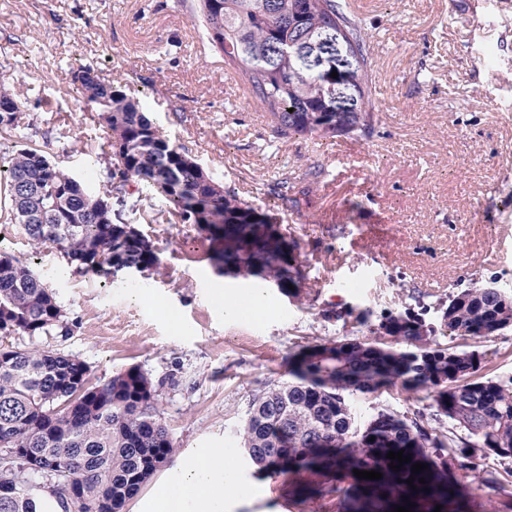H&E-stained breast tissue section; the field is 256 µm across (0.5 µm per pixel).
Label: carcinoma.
Listing matches in <instances>:
<instances>
[{"label":"carcinoma","instance_id":"carcinoma-1","mask_svg":"<svg viewBox=\"0 0 512 512\" xmlns=\"http://www.w3.org/2000/svg\"><path fill=\"white\" fill-rule=\"evenodd\" d=\"M174 7L189 12L224 64L249 86L276 135L375 131L379 108L368 34L346 0H175ZM336 53L352 70L340 96L316 62ZM74 82L109 131L107 146L116 160L109 189L89 190L21 142L0 153V184L10 197L4 220L19 225L35 245L53 244L80 270L119 265L149 271L158 265L156 252L125 217L129 188H145L205 233L219 274L277 283L289 298L301 299L298 244L281 231L275 210L241 199L213 178L140 110L127 86L102 81L89 66L74 73ZM0 105L10 108L7 115L0 112V135L23 138L20 102L2 79ZM438 309L437 326L409 308L382 315L369 331L393 345L326 341L289 356L288 379L253 396L238 430L256 472L301 490L319 477L316 492L336 500L339 512H394L411 502V512H434L439 504L440 512H465L451 470L477 449L512 458V377H477L481 353L444 345L437 335L488 339L512 329V294L490 281L457 290ZM70 331L50 289L0 250V337ZM88 375V365L77 358L0 342V468L13 486L0 496V512H40L37 485L57 497L62 512H123L174 459L177 448L160 416L158 391L140 368L94 385ZM397 384L425 393L435 419L448 418L450 428L425 426L419 410L409 416L385 408L357 425L351 397ZM400 450L411 460L394 471L386 455ZM42 460L56 466L48 479L31 467ZM417 462L428 468L415 475L414 491L406 480ZM356 469L382 478L360 479Z\"/></svg>","mask_w":512,"mask_h":512}]
</instances>
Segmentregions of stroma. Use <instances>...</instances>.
Instances as JSON below:
<instances>
[{"instance_id":"1","label":"stroma","mask_w":512,"mask_h":512,"mask_svg":"<svg viewBox=\"0 0 512 512\" xmlns=\"http://www.w3.org/2000/svg\"><path fill=\"white\" fill-rule=\"evenodd\" d=\"M368 25L382 112L368 137L275 136L248 85L210 49L174 0H0V73L22 103L30 144L92 189L115 159L72 82L94 67L128 85L144 112L217 180L275 209L299 244L302 300L269 288L262 317L225 318L216 289L248 282L217 273L196 226L160 198L135 216L155 269L83 273L53 246L32 249L0 219V250L36 272L71 326L40 346L74 355L90 383L139 367L160 387L158 408L179 452L232 451L244 489L234 512H337L334 500L294 496L249 465L236 431L252 396L287 377L289 354L325 340L365 339L371 321L491 280L512 289V0H348ZM319 177H311L313 168ZM289 178L300 203L272 188ZM142 288L162 309L130 299ZM483 372L512 376V331L481 343ZM359 421L386 408H422L393 387L353 400ZM471 512H512V459L475 452L457 470Z\"/></svg>"}]
</instances>
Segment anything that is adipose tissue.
Instances as JSON below:
<instances>
[{
  "label": "adipose tissue",
  "mask_w": 512,
  "mask_h": 512,
  "mask_svg": "<svg viewBox=\"0 0 512 512\" xmlns=\"http://www.w3.org/2000/svg\"><path fill=\"white\" fill-rule=\"evenodd\" d=\"M242 486L220 448L193 449L177 458L173 476L142 503V512H230Z\"/></svg>",
  "instance_id": "1"
}]
</instances>
